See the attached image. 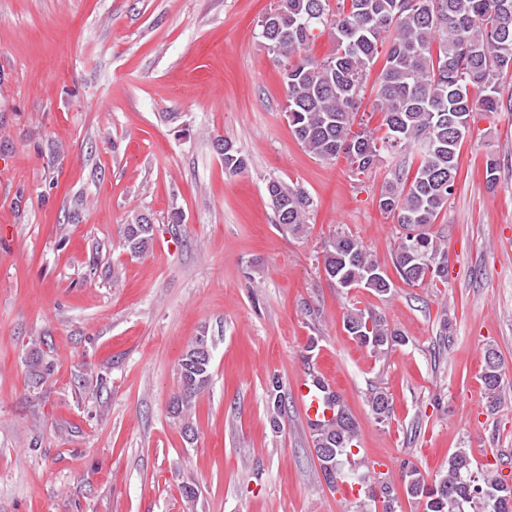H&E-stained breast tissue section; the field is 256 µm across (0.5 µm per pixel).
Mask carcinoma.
Returning <instances> with one entry per match:
<instances>
[{
    "label": "carcinoma",
    "mask_w": 512,
    "mask_h": 512,
    "mask_svg": "<svg viewBox=\"0 0 512 512\" xmlns=\"http://www.w3.org/2000/svg\"><path fill=\"white\" fill-rule=\"evenodd\" d=\"M331 27L336 40L332 56L318 59L301 53L316 38L314 31ZM260 37L266 49L283 62L285 112L293 135L310 154L333 159L344 155L352 172L365 175L408 148L418 149L413 173L396 171L380 191L378 207L400 227L393 264L408 285L421 286L448 275L447 257L430 228L448 203L456 183L459 151L472 132L479 112H512V91L503 75L512 71V0H278L263 17ZM388 43L373 111L382 115L383 136L352 131L368 75ZM245 158L224 142V168L239 172ZM266 191L275 223L300 235L312 200L301 186L270 179ZM154 230L143 214L123 225L122 239L132 256L146 252ZM326 275L338 288H367L379 296L393 288L385 270L362 243L338 232L322 244ZM343 328L352 340L380 357L405 343L402 332L370 308L353 307ZM198 340L186 348L179 364L181 387L171 402L186 438L194 433L192 412L211 380V367L196 360ZM35 385L43 383L49 365L36 350L29 361ZM503 363L497 352L484 353L483 384L491 408L497 409ZM288 400L279 379L268 391L267 412L276 427ZM333 410L324 424L312 427L313 443L328 487L348 481L370 485V475L350 465L356 456L359 430L339 395L326 393ZM375 418L391 417L392 401L371 390ZM406 495L424 502V512H512V485L485 468L474 469L471 452L459 448L448 457V469L427 480L413 467L403 468ZM383 512H397L392 485H379Z\"/></svg>",
    "instance_id": "obj_1"
}]
</instances>
